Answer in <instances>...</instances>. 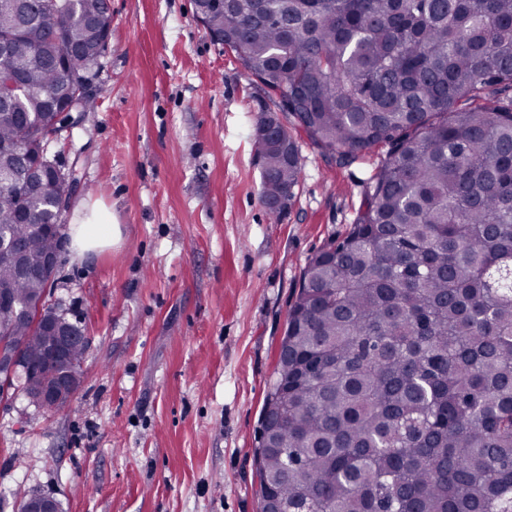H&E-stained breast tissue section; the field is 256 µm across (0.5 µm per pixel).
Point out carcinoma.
Returning <instances> with one entry per match:
<instances>
[{
    "mask_svg": "<svg viewBox=\"0 0 512 512\" xmlns=\"http://www.w3.org/2000/svg\"><path fill=\"white\" fill-rule=\"evenodd\" d=\"M207 27L276 94L294 125L346 163L384 143L346 235L312 257L288 310L261 414L258 477L288 512H512V0H227L200 4ZM102 0L0 2V74L20 91L0 106V169L74 98L61 72L77 50L92 80ZM76 99V98H74ZM92 112L90 96L76 99ZM260 133L261 173L290 207L302 161ZM46 202L0 187V238L42 267L65 225ZM13 310L0 337L16 355L0 381L27 397V365L48 340L40 277L0 260ZM87 345L61 367L82 374Z\"/></svg>",
    "mask_w": 512,
    "mask_h": 512,
    "instance_id": "1",
    "label": "carcinoma"
}]
</instances>
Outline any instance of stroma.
<instances>
[{
    "mask_svg": "<svg viewBox=\"0 0 512 512\" xmlns=\"http://www.w3.org/2000/svg\"><path fill=\"white\" fill-rule=\"evenodd\" d=\"M92 95L48 152L77 176L63 223L105 208L120 237L64 246L49 302L90 340L83 376L53 413L0 397V512L23 490L62 512H259L255 435L289 306L388 148L342 165L294 131L302 179L272 219L253 139L277 97L195 0H112Z\"/></svg>",
    "mask_w": 512,
    "mask_h": 512,
    "instance_id": "stroma-1",
    "label": "stroma"
}]
</instances>
